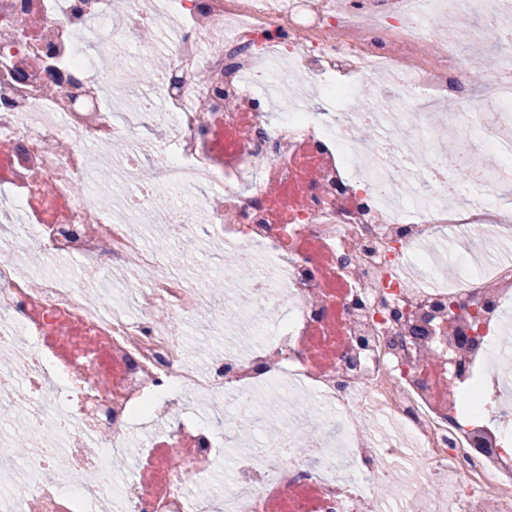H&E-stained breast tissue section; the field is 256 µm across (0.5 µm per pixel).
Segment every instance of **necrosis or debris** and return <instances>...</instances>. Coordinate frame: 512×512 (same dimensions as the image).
<instances>
[{"instance_id": "1", "label": "necrosis or debris", "mask_w": 512, "mask_h": 512, "mask_svg": "<svg viewBox=\"0 0 512 512\" xmlns=\"http://www.w3.org/2000/svg\"><path fill=\"white\" fill-rule=\"evenodd\" d=\"M102 3L0 0V249L83 266L0 262V446L27 441L0 467V512H384L391 486L400 512H512V352L493 344L512 330V260L465 271L445 246L512 241L495 202L512 157L477 168L512 143V0ZM172 7L184 23L153 97L115 119L118 47L153 58L142 32ZM362 84L361 110L311 111ZM162 130L174 153L143 163ZM116 140L119 208L93 190ZM452 158L475 175L449 176ZM151 209L163 251L131 223ZM202 233L224 249L221 298L163 270ZM117 271L139 281L133 310L99 288ZM204 310L236 341L200 366L177 328ZM198 402L221 405L220 428L186 421ZM373 419L394 435L358 430ZM244 428L263 436L221 492L191 494Z\"/></svg>"}]
</instances>
